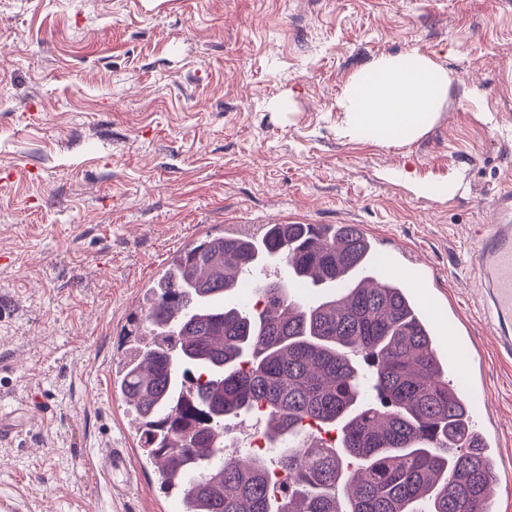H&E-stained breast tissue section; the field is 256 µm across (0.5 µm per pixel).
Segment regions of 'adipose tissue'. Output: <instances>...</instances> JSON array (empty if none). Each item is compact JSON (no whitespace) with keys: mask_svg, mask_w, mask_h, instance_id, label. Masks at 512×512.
Listing matches in <instances>:
<instances>
[{"mask_svg":"<svg viewBox=\"0 0 512 512\" xmlns=\"http://www.w3.org/2000/svg\"><path fill=\"white\" fill-rule=\"evenodd\" d=\"M370 69L374 80L354 75L342 98L344 136L389 146L426 133L448 91L447 72L415 52L379 57Z\"/></svg>","mask_w":512,"mask_h":512,"instance_id":"adipose-tissue-1","label":"adipose tissue"}]
</instances>
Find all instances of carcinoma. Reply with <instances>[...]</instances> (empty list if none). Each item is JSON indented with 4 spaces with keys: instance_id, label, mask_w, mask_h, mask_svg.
Wrapping results in <instances>:
<instances>
[{
    "instance_id": "obj_1",
    "label": "carcinoma",
    "mask_w": 512,
    "mask_h": 512,
    "mask_svg": "<svg viewBox=\"0 0 512 512\" xmlns=\"http://www.w3.org/2000/svg\"><path fill=\"white\" fill-rule=\"evenodd\" d=\"M374 253L356 224H274L199 239L150 281V341L134 340L114 386L180 512H483L495 496L410 290L354 278ZM253 270L255 302L230 303ZM341 280L338 299L291 295ZM250 416L275 458L225 453L224 421Z\"/></svg>"
}]
</instances>
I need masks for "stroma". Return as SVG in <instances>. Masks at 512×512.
Segmentation results:
<instances>
[{"instance_id":"35a3bbf8","label":"stroma","mask_w":512,"mask_h":512,"mask_svg":"<svg viewBox=\"0 0 512 512\" xmlns=\"http://www.w3.org/2000/svg\"><path fill=\"white\" fill-rule=\"evenodd\" d=\"M411 52L451 77L430 130L342 137L350 77ZM507 184L512 0H0V406H51L0 442V497L177 512L112 391L142 287L230 224H356L430 266L420 294L467 340L453 382L485 388L494 512H512V356L468 264ZM109 442L131 485L89 470Z\"/></svg>"}]
</instances>
